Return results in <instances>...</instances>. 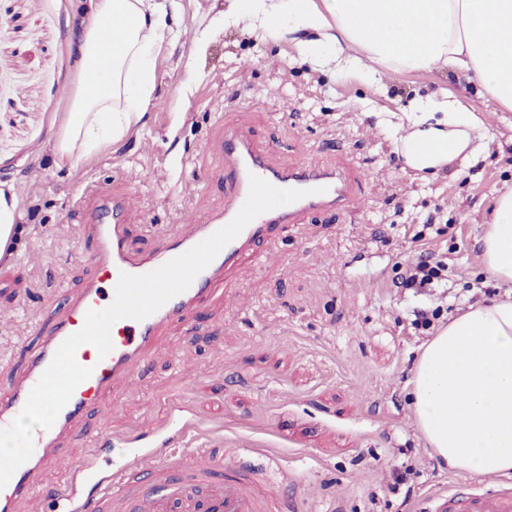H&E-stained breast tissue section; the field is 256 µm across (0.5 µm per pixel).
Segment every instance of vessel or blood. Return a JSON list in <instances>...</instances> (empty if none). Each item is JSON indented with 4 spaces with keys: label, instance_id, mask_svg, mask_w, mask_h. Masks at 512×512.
Returning a JSON list of instances; mask_svg holds the SVG:
<instances>
[{
    "label": "vessel or blood",
    "instance_id": "vessel-or-blood-1",
    "mask_svg": "<svg viewBox=\"0 0 512 512\" xmlns=\"http://www.w3.org/2000/svg\"><path fill=\"white\" fill-rule=\"evenodd\" d=\"M207 149L220 160L213 174L224 185V208L202 213L186 230L169 234L157 250L141 252L131 246L123 221L128 208L124 193L93 184L72 201L71 209L92 241V275L64 308L46 312L41 342L27 355L14 388L0 398V429L9 427L22 411L58 347L83 327L87 311L105 309L113 302L121 273H149L231 222L248 196L250 176L281 189L302 190L304 196L257 216L188 289L155 313L140 321L115 322L110 332L113 349L106 357H99L97 349L89 344L77 349L78 363L92 368L93 373L76 387L51 428L34 430L31 457L0 490V512H16L19 503L36 498L32 476L47 458L57 455L59 436L76 418L99 408L113 381L133 378L148 365L149 347L164 325H194L197 301L239 254L277 225L292 223L304 211L334 206L353 193L351 175L310 166L277 168L255 150L247 137L234 131L224 132L208 143ZM90 440L88 455L68 468L63 483L48 493L53 512H110L116 504L126 505L128 512H280L284 485L269 482L262 471L247 465L245 449H229L223 459L199 449L175 452L139 448L105 471L100 469L98 458L113 441L96 432ZM431 512H512V489L445 492L434 498Z\"/></svg>",
    "mask_w": 512,
    "mask_h": 512
}]
</instances>
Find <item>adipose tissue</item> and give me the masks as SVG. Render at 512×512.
I'll use <instances>...</instances> for the list:
<instances>
[{"instance_id":"adipose-tissue-1","label":"adipose tissue","mask_w":512,"mask_h":512,"mask_svg":"<svg viewBox=\"0 0 512 512\" xmlns=\"http://www.w3.org/2000/svg\"><path fill=\"white\" fill-rule=\"evenodd\" d=\"M177 0H87L79 45L82 88L53 147L59 162L75 146L91 154L111 144L151 103L154 44L171 34ZM129 20L118 48L102 33ZM228 22L269 38L296 36L302 58L337 74L375 81L397 73L452 68L512 111V0H231ZM436 125H429V118ZM397 140L409 166L428 170L487 146L477 112L432 92L410 104ZM488 274L505 297L468 307L419 354L411 380L416 426L453 471L512 476V188L499 193L481 239Z\"/></svg>"}]
</instances>
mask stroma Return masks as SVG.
<instances>
[{
	"mask_svg": "<svg viewBox=\"0 0 512 512\" xmlns=\"http://www.w3.org/2000/svg\"><path fill=\"white\" fill-rule=\"evenodd\" d=\"M225 0H178L179 39L152 51L153 100L111 146L58 163L51 147L82 83L78 34L84 0H0V182L21 197L16 250L0 263V393L38 342L41 315L83 288L87 239L69 197L109 183L128 199L135 248L197 213L224 206L205 144L218 122L245 130L280 165H340L356 174L349 206L309 212L245 252L199 321L165 326L146 369L114 382L99 412L74 425L35 477L55 488L67 464L140 424L163 426L185 402L177 448L273 453L302 512H423L434 493L512 486V477L441 467L417 430L410 380L431 334L416 310L468 306L505 292L479 239L500 189L512 186V112L446 68L382 71L379 82L301 61L285 37L225 24ZM445 89L485 119V160L457 158L419 171L397 153L393 128L416 94ZM423 255L445 261L448 285L415 292L399 282Z\"/></svg>",
	"mask_w": 512,
	"mask_h": 512,
	"instance_id": "35a3bbf8",
	"label": "stroma"
}]
</instances>
